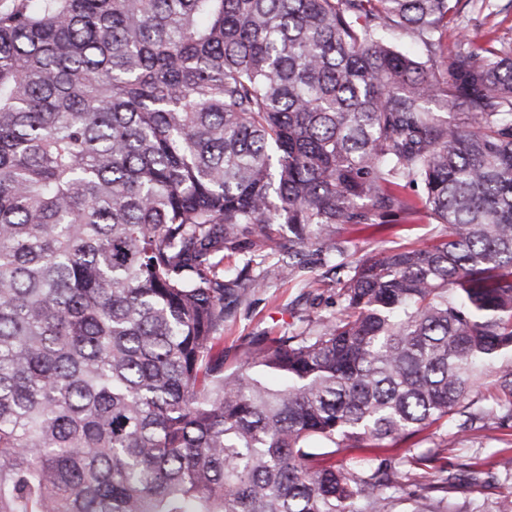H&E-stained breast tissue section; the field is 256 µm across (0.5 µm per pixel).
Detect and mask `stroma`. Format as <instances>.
<instances>
[{
  "mask_svg": "<svg viewBox=\"0 0 512 512\" xmlns=\"http://www.w3.org/2000/svg\"><path fill=\"white\" fill-rule=\"evenodd\" d=\"M495 30L499 40L512 46V0H470L458 26L449 28L446 44L456 48L460 35L470 40H483L488 30ZM439 225L426 223L381 224L374 226L345 225L339 239L344 248L343 262L352 263L381 249L398 244H420L436 236ZM283 257L276 244H269L263 257L254 266L260 276L249 302L237 318L224 326V365L234 368L237 347L245 336H278L300 332L314 326L342 306L336 288L337 274L323 264L319 256L303 253L310 267L297 279H284L279 271ZM427 454L431 463L411 469L404 479L408 491L420 492L435 481L441 472L457 475L454 489L448 493L455 504L481 495L494 497V485L500 479L498 462L501 456L512 454V427H490L479 430H459L456 424L431 427L401 441H384L377 448H349L342 459L401 458L411 454ZM480 469L487 488L471 486L468 466Z\"/></svg>",
  "mask_w": 512,
  "mask_h": 512,
  "instance_id": "stroma-1",
  "label": "stroma"
}]
</instances>
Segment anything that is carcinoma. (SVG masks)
Returning <instances> with one entry per match:
<instances>
[{
  "label": "carcinoma",
  "instance_id": "1",
  "mask_svg": "<svg viewBox=\"0 0 512 512\" xmlns=\"http://www.w3.org/2000/svg\"><path fill=\"white\" fill-rule=\"evenodd\" d=\"M461 3L0 5V512H512V485L457 507L451 475L324 464L512 423V52L448 55ZM394 217L445 236L224 369L258 287L226 255L276 233L294 278Z\"/></svg>",
  "mask_w": 512,
  "mask_h": 512
}]
</instances>
